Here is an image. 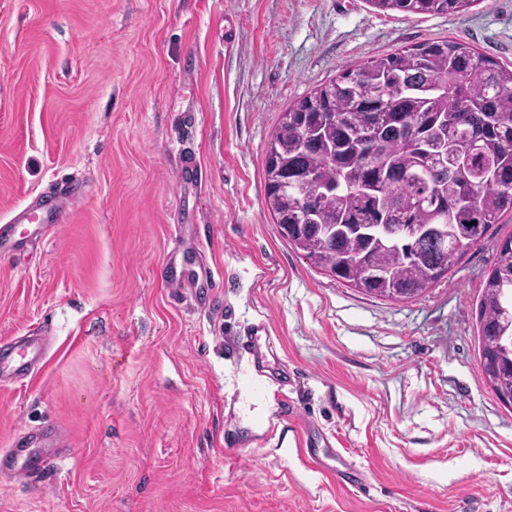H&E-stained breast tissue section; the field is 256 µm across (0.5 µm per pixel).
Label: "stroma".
I'll return each mask as SVG.
<instances>
[{"mask_svg":"<svg viewBox=\"0 0 512 512\" xmlns=\"http://www.w3.org/2000/svg\"><path fill=\"white\" fill-rule=\"evenodd\" d=\"M448 38L512 66V0L436 16L368 0H0V225L84 187L47 239L0 255V342L51 338L25 385L0 386V448L51 423L63 454L0 478V512H512V407L477 332L512 215L423 295L391 301L312 265L265 204L288 104ZM190 154L199 191L179 176ZM177 225L198 249L171 265ZM214 267L210 298L168 285ZM264 319L260 379L231 338ZM292 408L367 489L308 467Z\"/></svg>","mask_w":512,"mask_h":512,"instance_id":"35a3bbf8","label":"stroma"}]
</instances>
